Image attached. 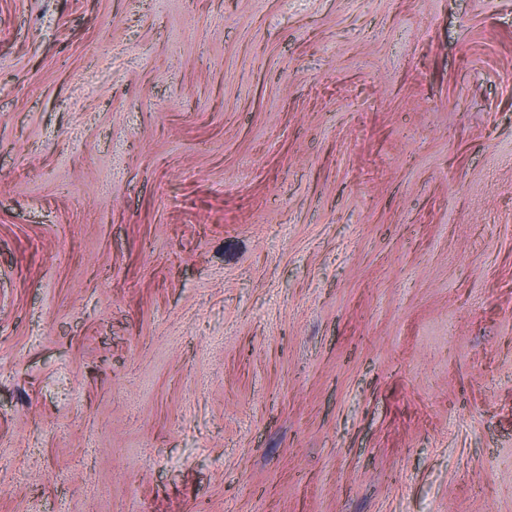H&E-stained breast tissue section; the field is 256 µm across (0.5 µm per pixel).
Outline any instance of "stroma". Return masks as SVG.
<instances>
[{"instance_id": "stroma-1", "label": "stroma", "mask_w": 512, "mask_h": 512, "mask_svg": "<svg viewBox=\"0 0 512 512\" xmlns=\"http://www.w3.org/2000/svg\"><path fill=\"white\" fill-rule=\"evenodd\" d=\"M0 512H512V0H0Z\"/></svg>"}]
</instances>
